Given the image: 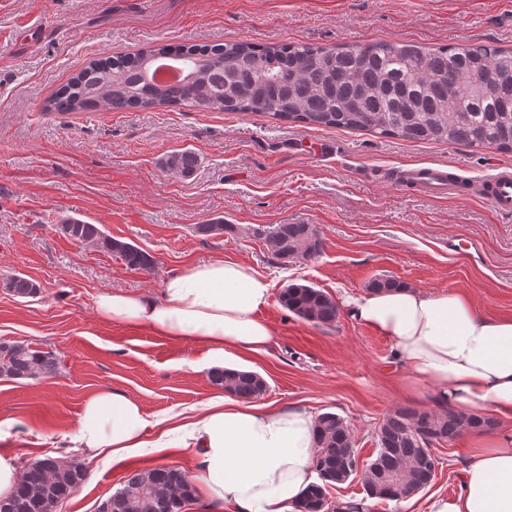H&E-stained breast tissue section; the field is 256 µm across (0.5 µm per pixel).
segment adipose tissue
Returning a JSON list of instances; mask_svg holds the SVG:
<instances>
[{
	"label": "adipose tissue",
	"instance_id": "ef3b65f1",
	"mask_svg": "<svg viewBox=\"0 0 512 512\" xmlns=\"http://www.w3.org/2000/svg\"><path fill=\"white\" fill-rule=\"evenodd\" d=\"M272 302L270 281L246 264L221 258L170 274L159 297L104 291L95 310L106 320L147 328L208 349L231 366L235 354L261 353L273 331L260 314ZM353 317L395 345L407 367L406 395L430 393L455 409L489 407L512 418V318L483 315L455 293L402 287L345 301ZM140 401L102 389L86 399L68 435L89 456L115 458L146 449H190L202 512H293L316 480L317 419L299 406L211 399L188 421L147 440ZM462 486L429 498L428 512H512V431L473 434Z\"/></svg>",
	"mask_w": 512,
	"mask_h": 512
}]
</instances>
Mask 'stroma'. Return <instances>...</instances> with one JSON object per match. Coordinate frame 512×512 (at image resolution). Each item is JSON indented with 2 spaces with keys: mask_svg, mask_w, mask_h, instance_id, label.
I'll return each instance as SVG.
<instances>
[{
  "mask_svg": "<svg viewBox=\"0 0 512 512\" xmlns=\"http://www.w3.org/2000/svg\"><path fill=\"white\" fill-rule=\"evenodd\" d=\"M235 40L512 48V0H0V282L20 274L40 287L20 298L0 285V340L62 360L53 376L0 378V421L17 422L0 428V452L16 453L25 467L46 457L85 460L87 482L56 512H96L142 469L192 470L185 448L87 460L59 443L78 427L90 395L112 388L139 400L152 440L160 420L190 415L222 393L200 365L204 346L102 320L95 312L101 291L156 297L170 273L214 258L260 272L272 284L274 299L260 317L274 341L245 356L243 367L265 379L262 403L339 415L363 461L389 413L439 406L433 397L400 392L406 368L392 342L355 319L346 297L367 294L373 277L387 275L512 317V216L479 197L433 195L404 179L431 166L477 182L512 167V153L186 106L63 115L45 109L53 91L101 53ZM184 150L197 157L193 173L161 170L162 157ZM66 217L138 246L154 267L132 269L64 237L57 226ZM214 219L234 232L197 233ZM296 223L318 228L316 257L283 261L256 234ZM292 283L339 302L335 323L319 326L284 309L279 295ZM468 440L464 434L436 445V476L419 501L458 492ZM327 500L355 502L363 512H407L403 503L366 498L357 478L330 488Z\"/></svg>",
  "mask_w": 512,
  "mask_h": 512,
  "instance_id": "35a3bbf8",
  "label": "stroma"
}]
</instances>
